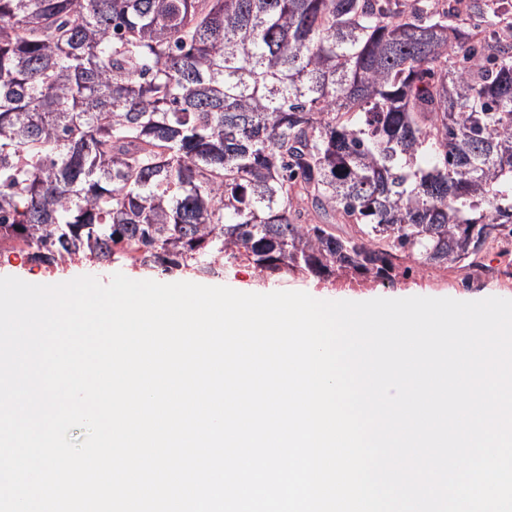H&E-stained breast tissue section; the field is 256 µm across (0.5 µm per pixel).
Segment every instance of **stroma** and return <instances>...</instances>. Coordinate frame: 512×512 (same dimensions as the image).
Returning a JSON list of instances; mask_svg holds the SVG:
<instances>
[{"label":"stroma","mask_w":512,"mask_h":512,"mask_svg":"<svg viewBox=\"0 0 512 512\" xmlns=\"http://www.w3.org/2000/svg\"><path fill=\"white\" fill-rule=\"evenodd\" d=\"M481 264L472 270L457 268H432L425 272H412L395 282H370L363 286H333L313 278L292 279L288 283L267 279L253 266L238 263L227 267L221 285L241 292L270 293L273 291H303L320 300L339 301L354 298L360 301L375 298H406L424 296L453 298L462 301L480 300L487 297L512 299V260L501 255L498 247H488L480 254ZM123 262L94 268L77 262L63 271L50 273L44 267L28 261L24 251L18 248L0 250V277L25 276L36 284H56L73 278L90 275L101 283H108L114 273L126 272Z\"/></svg>","instance_id":"obj_1"}]
</instances>
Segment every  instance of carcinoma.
Returning <instances> with one entry per match:
<instances>
[{"label": "carcinoma", "instance_id": "obj_1", "mask_svg": "<svg viewBox=\"0 0 512 512\" xmlns=\"http://www.w3.org/2000/svg\"><path fill=\"white\" fill-rule=\"evenodd\" d=\"M451 11L0 0V244L277 280L477 263L512 237V42L500 0Z\"/></svg>", "mask_w": 512, "mask_h": 512}]
</instances>
